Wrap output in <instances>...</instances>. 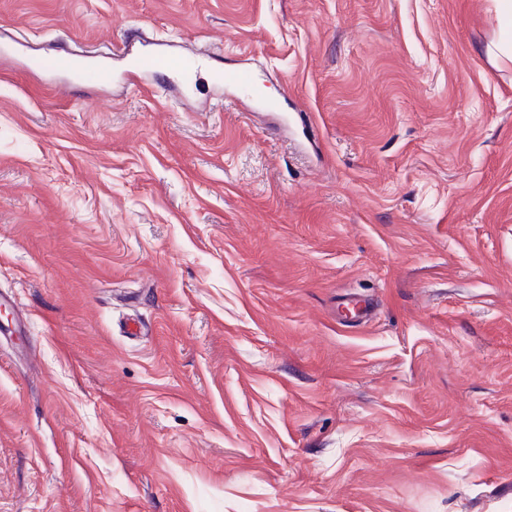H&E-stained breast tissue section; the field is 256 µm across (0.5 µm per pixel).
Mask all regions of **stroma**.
I'll list each match as a JSON object with an SVG mask.
<instances>
[{"label": "stroma", "instance_id": "1", "mask_svg": "<svg viewBox=\"0 0 512 512\" xmlns=\"http://www.w3.org/2000/svg\"><path fill=\"white\" fill-rule=\"evenodd\" d=\"M498 35L495 0H0V512H512ZM186 42L166 95L40 67ZM167 60V69L179 72L183 77L190 75L192 66L197 61L199 55L191 45H184L174 54L161 56ZM214 80L218 86L234 87L244 94L254 93L249 74L244 71L233 73L217 72L214 75ZM0 306L11 307L15 312L13 326L0 328V339L8 336L15 345L23 346L25 336L28 335V328L23 319L22 311L18 308L13 298L9 295L0 294Z\"/></svg>", "mask_w": 512, "mask_h": 512}]
</instances>
